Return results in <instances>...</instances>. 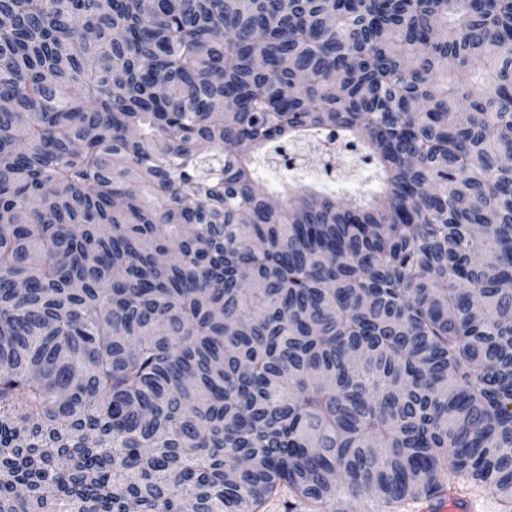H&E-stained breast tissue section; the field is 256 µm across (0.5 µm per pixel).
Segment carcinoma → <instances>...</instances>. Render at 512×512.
Wrapping results in <instances>:
<instances>
[{
    "label": "carcinoma",
    "mask_w": 512,
    "mask_h": 512,
    "mask_svg": "<svg viewBox=\"0 0 512 512\" xmlns=\"http://www.w3.org/2000/svg\"><path fill=\"white\" fill-rule=\"evenodd\" d=\"M0 101V512H512V0H0ZM354 166V171L349 177L336 181L335 178H327L319 165L310 162L304 170L294 172H285L280 167L273 164H264L263 178L273 191L283 192L288 184L290 186H312L314 189L325 193H336L346 198H356L361 193H366L373 189L374 184L367 179L369 173ZM475 502L468 499L448 497L447 495L429 499L420 503L418 512H479L486 509V504L477 503L486 500L484 497H472ZM477 502V503H476ZM491 502V501H490ZM492 503V502H491Z\"/></svg>",
    "instance_id": "cac0c4a2"
}]
</instances>
